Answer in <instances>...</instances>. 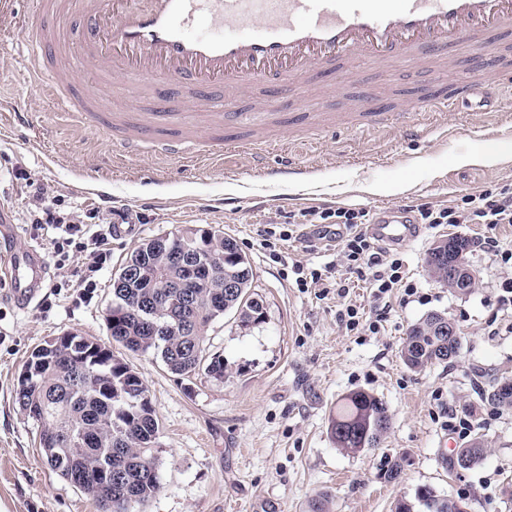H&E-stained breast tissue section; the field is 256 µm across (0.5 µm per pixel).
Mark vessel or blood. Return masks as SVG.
<instances>
[{
    "mask_svg": "<svg viewBox=\"0 0 512 512\" xmlns=\"http://www.w3.org/2000/svg\"><path fill=\"white\" fill-rule=\"evenodd\" d=\"M37 25L23 61L28 77L58 111L93 124L122 155L158 153L194 163L218 162L229 150L260 155L269 143L259 131L270 118L304 101L322 76L343 69L387 76L403 62L434 69L417 96L356 108L350 122L394 128L423 138L417 112H445L477 92L496 95L512 112V0H23ZM88 71L133 98L161 99L162 107L128 121L102 111L81 91ZM256 106L229 111L243 92ZM199 104L196 112L185 103ZM307 135L335 134L337 122L308 114ZM216 135L201 136V126ZM283 183H305L307 165L282 162ZM367 233L385 245L419 235L398 217L380 218ZM36 248L0 251V286L28 306L44 278Z\"/></svg>",
    "mask_w": 512,
    "mask_h": 512,
    "instance_id": "1",
    "label": "vessel or blood"
}]
</instances>
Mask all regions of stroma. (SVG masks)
Listing matches in <instances>:
<instances>
[{"label":"stroma","instance_id":"stroma-1","mask_svg":"<svg viewBox=\"0 0 512 512\" xmlns=\"http://www.w3.org/2000/svg\"><path fill=\"white\" fill-rule=\"evenodd\" d=\"M0 0V110L24 98L33 129L21 136L0 133V206L15 226V245H33L26 182L44 192L60 211L95 212L96 223L127 216L131 233L111 240L112 259L93 293L69 286L43 288L20 308L0 297V512H102L94 499L48 464L32 421L16 402V383L30 353L67 332L111 344L115 358L135 369L148 388L160 424L156 444L161 488L145 512H392L397 499L429 486L451 499L463 498L470 512H512V407L487 402L483 393L512 380V316L498 312L497 288L512 267L489 262L476 251L468 260L476 282L465 295L433 278L429 248L440 239H473L480 224L421 225L414 241L398 245L403 272L414 295L396 290L378 335L347 331L338 319L335 294L298 288L294 265L329 269L336 241L296 236L288 222L303 211L355 208L376 213L406 205L448 206L489 186L512 185V157L477 160L487 149L512 147V130L497 124L496 111L426 113L429 134L408 140L396 131L345 130L315 143L283 124L268 127L276 148L270 166L290 158L308 165L312 181L284 186L254 172L246 154H227L222 168L191 166L145 155L111 156L107 138L76 127L32 83L13 52L33 21L25 8ZM429 70H397L388 79L368 76L350 83L331 75L309 104L341 92L355 98L424 85ZM102 164L110 197L97 196L87 172ZM377 193H369V186ZM186 227L233 238L253 268L252 289L264 301L262 323L239 326L234 314L215 319L206 336L210 351L224 356V377L187 380L172 374L154 353L135 354L112 344L106 315L112 280L147 240ZM433 312L454 322L460 348L449 363L422 371L401 356L409 327ZM382 398L390 427L379 444L358 453L337 448L330 418L354 390ZM472 419L470 436L486 448L482 463L468 470L440 455L448 434L445 409ZM400 463L396 480L384 474Z\"/></svg>","mask_w":512,"mask_h":512}]
</instances>
